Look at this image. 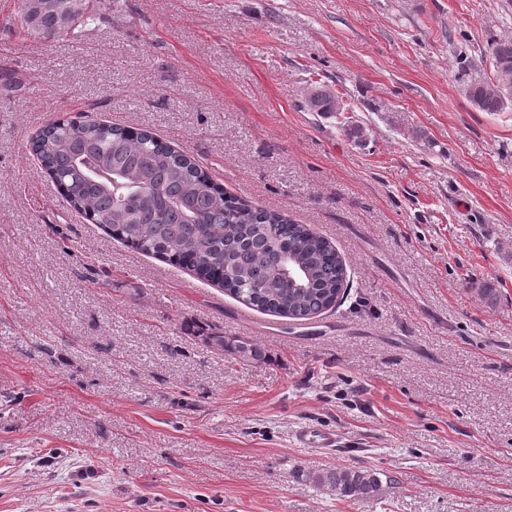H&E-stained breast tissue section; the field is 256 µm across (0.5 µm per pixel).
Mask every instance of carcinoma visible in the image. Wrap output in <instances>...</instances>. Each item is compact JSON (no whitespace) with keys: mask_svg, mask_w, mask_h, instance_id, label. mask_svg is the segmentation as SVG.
Wrapping results in <instances>:
<instances>
[{"mask_svg":"<svg viewBox=\"0 0 512 512\" xmlns=\"http://www.w3.org/2000/svg\"><path fill=\"white\" fill-rule=\"evenodd\" d=\"M92 0H22V29L54 36L94 20ZM496 76L512 71V40L491 44ZM469 100L484 112H499L511 90L472 80ZM311 112L341 114L340 97L313 87ZM42 169L86 220L143 254L193 272L217 284L250 308L294 320H308L335 308L349 280L336 248L308 224L284 213L248 205L215 183L195 157L158 137L78 117L49 124L33 143ZM287 255L303 273L298 284L284 271ZM242 364L265 360L257 344L208 333ZM341 497L369 496L379 486L376 473L338 468L312 477Z\"/></svg>","mask_w":512,"mask_h":512,"instance_id":"1","label":"carcinoma"}]
</instances>
